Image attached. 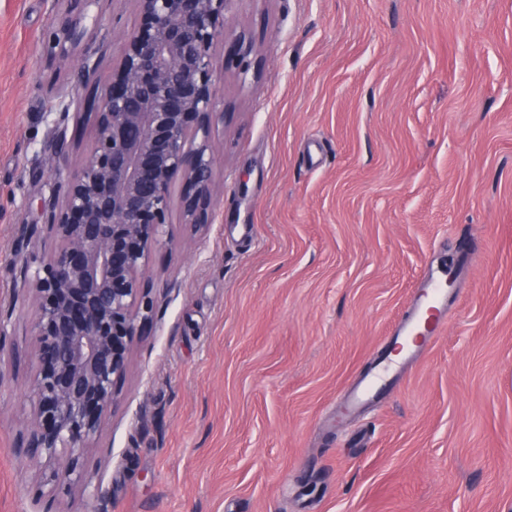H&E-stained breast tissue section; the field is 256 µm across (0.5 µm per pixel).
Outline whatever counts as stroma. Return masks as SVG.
Wrapping results in <instances>:
<instances>
[{"label":"stroma","mask_w":512,"mask_h":512,"mask_svg":"<svg viewBox=\"0 0 512 512\" xmlns=\"http://www.w3.org/2000/svg\"><path fill=\"white\" fill-rule=\"evenodd\" d=\"M50 0H0V512H512V0H230L247 71L213 50L215 220L172 199L154 316L82 463L20 454L36 305L16 288L43 191ZM134 0H102L119 57ZM470 273L448 328L391 391L345 392L427 265Z\"/></svg>","instance_id":"35a3bbf8"}]
</instances>
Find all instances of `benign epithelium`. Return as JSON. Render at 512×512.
I'll use <instances>...</instances> for the list:
<instances>
[{
	"mask_svg": "<svg viewBox=\"0 0 512 512\" xmlns=\"http://www.w3.org/2000/svg\"><path fill=\"white\" fill-rule=\"evenodd\" d=\"M67 2L44 39L50 61L72 57L98 30L100 0ZM139 26L122 33L121 55L100 84L101 57L78 59L85 95L50 89L55 118L49 162L69 148V120L93 117L95 138L77 171L56 175L40 195L38 219L59 243L20 288L36 302V409L23 437L32 459L57 462L55 480L83 482L81 457L112 408L139 328L151 323L145 287L152 247L170 223L172 190L181 185L183 224L211 223L217 155L213 49L225 39L230 0H134ZM250 48L239 35L227 54L246 70Z\"/></svg>",
	"mask_w": 512,
	"mask_h": 512,
	"instance_id": "1",
	"label": "benign epithelium"
}]
</instances>
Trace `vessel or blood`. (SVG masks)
<instances>
[{"mask_svg":"<svg viewBox=\"0 0 512 512\" xmlns=\"http://www.w3.org/2000/svg\"><path fill=\"white\" fill-rule=\"evenodd\" d=\"M461 268L453 271L426 268L417 288L413 291L412 306L395 326L393 341L399 344L405 360H413L420 350L426 349L446 326L448 310L447 281L450 275H461ZM393 368L386 362H378L376 372L359 379L347 397L349 410L357 411L374 401L383 392Z\"/></svg>","mask_w":512,"mask_h":512,"instance_id":"vessel-or-blood-1","label":"vessel or blood"}]
</instances>
